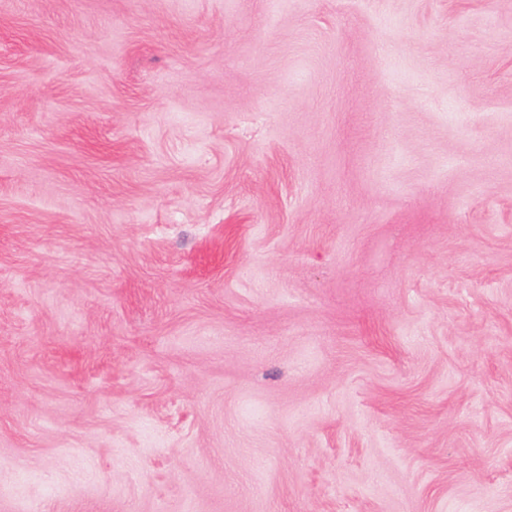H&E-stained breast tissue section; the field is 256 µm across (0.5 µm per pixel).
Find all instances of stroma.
I'll return each mask as SVG.
<instances>
[{"instance_id": "stroma-1", "label": "stroma", "mask_w": 512, "mask_h": 512, "mask_svg": "<svg viewBox=\"0 0 512 512\" xmlns=\"http://www.w3.org/2000/svg\"><path fill=\"white\" fill-rule=\"evenodd\" d=\"M0 512H512V0H0Z\"/></svg>"}]
</instances>
